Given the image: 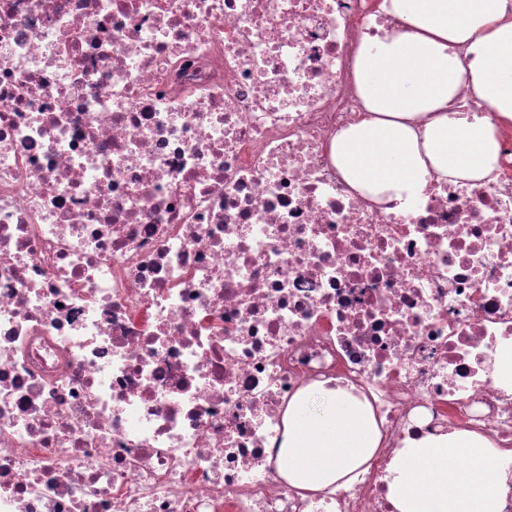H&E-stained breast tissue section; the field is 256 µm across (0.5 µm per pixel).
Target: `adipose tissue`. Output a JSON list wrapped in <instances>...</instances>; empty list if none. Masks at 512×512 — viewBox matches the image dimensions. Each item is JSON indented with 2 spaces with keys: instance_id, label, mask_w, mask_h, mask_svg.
<instances>
[{
  "instance_id": "ef3b65f1",
  "label": "adipose tissue",
  "mask_w": 512,
  "mask_h": 512,
  "mask_svg": "<svg viewBox=\"0 0 512 512\" xmlns=\"http://www.w3.org/2000/svg\"><path fill=\"white\" fill-rule=\"evenodd\" d=\"M402 29L364 36L354 78L363 112L332 154L345 180L379 202H407L431 181H480L495 170L499 128L512 126V0H382ZM469 84L484 116L456 108ZM367 401L318 384L288 404L277 463L312 493L352 482L380 447ZM463 458L466 468L451 467ZM502 454L475 432L406 437L390 472L394 512H502L512 491L488 479Z\"/></svg>"
}]
</instances>
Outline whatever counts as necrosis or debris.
Segmentation results:
<instances>
[{
	"label": "necrosis or debris",
	"instance_id": "obj_1",
	"mask_svg": "<svg viewBox=\"0 0 512 512\" xmlns=\"http://www.w3.org/2000/svg\"><path fill=\"white\" fill-rule=\"evenodd\" d=\"M371 0H0V512H391L417 419L512 452V128L497 178L369 201L331 143ZM381 446L309 494L292 397ZM331 381L337 385L326 386ZM339 381L306 387L288 404L278 469L307 492L352 482L380 448L381 434L367 401Z\"/></svg>",
	"mask_w": 512,
	"mask_h": 512
}]
</instances>
